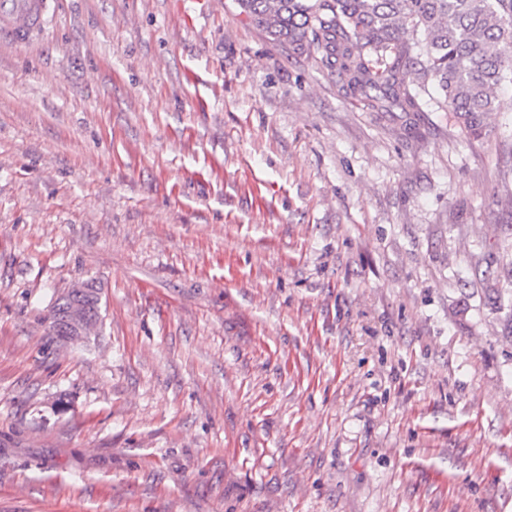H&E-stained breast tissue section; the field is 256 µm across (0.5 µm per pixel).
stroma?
<instances>
[{
	"mask_svg": "<svg viewBox=\"0 0 512 512\" xmlns=\"http://www.w3.org/2000/svg\"><path fill=\"white\" fill-rule=\"evenodd\" d=\"M500 98L474 141L238 0H49L0 45V512H512ZM97 304H98V292L97 288H89L86 292L78 295L73 291L67 295L57 298L52 306V318L61 312L65 311L69 317L73 312H79L85 319L84 327L82 332L87 331L93 324L97 315ZM52 327L55 326L57 332L61 336H78L81 333H77L68 322L63 325L51 322Z\"/></svg>",
	"mask_w": 512,
	"mask_h": 512,
	"instance_id": "35a3bbf8",
	"label": "stroma"
}]
</instances>
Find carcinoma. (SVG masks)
Segmentation results:
<instances>
[{
  "label": "carcinoma",
  "instance_id": "carcinoma-1",
  "mask_svg": "<svg viewBox=\"0 0 512 512\" xmlns=\"http://www.w3.org/2000/svg\"><path fill=\"white\" fill-rule=\"evenodd\" d=\"M256 28L294 55L319 58L345 94L384 112L439 107L475 141L495 134L498 90L512 85V0H238ZM412 76V84L405 77ZM98 292L57 298L52 315L79 312L88 330Z\"/></svg>",
  "mask_w": 512,
  "mask_h": 512
}]
</instances>
